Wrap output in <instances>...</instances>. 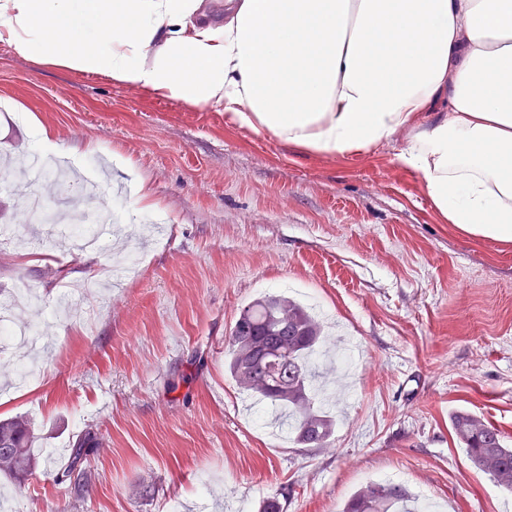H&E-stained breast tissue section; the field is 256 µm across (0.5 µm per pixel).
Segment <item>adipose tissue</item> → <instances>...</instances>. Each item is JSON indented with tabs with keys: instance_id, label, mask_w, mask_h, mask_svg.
I'll return each instance as SVG.
<instances>
[{
	"instance_id": "1",
	"label": "adipose tissue",
	"mask_w": 512,
	"mask_h": 512,
	"mask_svg": "<svg viewBox=\"0 0 512 512\" xmlns=\"http://www.w3.org/2000/svg\"><path fill=\"white\" fill-rule=\"evenodd\" d=\"M0 44L327 157L406 134L457 234L512 245V0H0Z\"/></svg>"
}]
</instances>
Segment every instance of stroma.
Instances as JSON below:
<instances>
[{
	"instance_id": "obj_1",
	"label": "stroma",
	"mask_w": 512,
	"mask_h": 512,
	"mask_svg": "<svg viewBox=\"0 0 512 512\" xmlns=\"http://www.w3.org/2000/svg\"><path fill=\"white\" fill-rule=\"evenodd\" d=\"M95 174L81 197L68 178L19 181L27 125ZM404 138L329 158L239 128L222 108L160 99L12 55L0 45V309L27 284L46 307L71 276L98 283L84 311L53 319L34 383L8 386L0 418L26 415L40 465L18 484L0 476L5 512H341L393 474L433 512H512V494L474 468L451 433L465 410L512 447V246L458 236L399 155ZM49 210L111 209L135 227L76 250L61 232L5 233L32 193ZM138 253L135 271L124 268ZM266 294L315 306L324 345L359 347L353 369L318 358L336 432L304 448L258 421L255 396L224 370V338ZM102 446L76 499L58 475L86 430Z\"/></svg>"
}]
</instances>
